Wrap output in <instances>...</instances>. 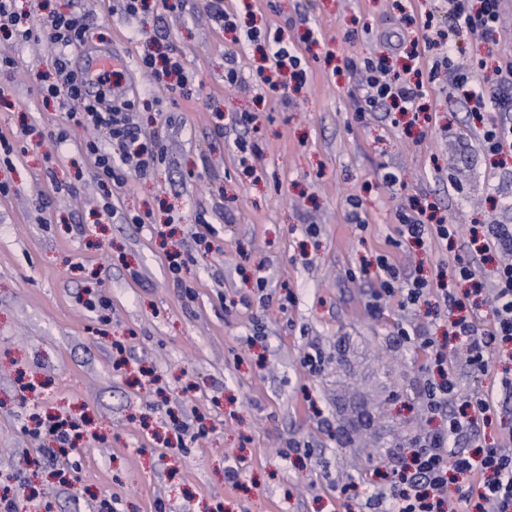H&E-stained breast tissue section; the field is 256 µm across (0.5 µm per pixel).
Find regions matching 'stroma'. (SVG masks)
Returning <instances> with one entry per match:
<instances>
[{
  "label": "stroma",
  "mask_w": 512,
  "mask_h": 512,
  "mask_svg": "<svg viewBox=\"0 0 512 512\" xmlns=\"http://www.w3.org/2000/svg\"><path fill=\"white\" fill-rule=\"evenodd\" d=\"M23 4L36 21L74 5L85 13L72 70L105 52L138 59L155 38L180 54L192 93L122 71L144 143L165 160L110 189L85 150L97 131L68 126V141L53 140L67 124L40 93V76L54 72L47 46L0 30V52L16 61L0 71V136L17 151L0 162L11 189L0 195V490L23 486L22 512H107L114 496L120 512H155L158 499L168 512H370L389 449L429 427L426 359L396 327L439 335L447 324L434 294L412 310L391 297L371 317V285L350 274L381 252L431 279L469 257L464 237L393 246L402 212L422 207L465 231L512 224V162L486 160L446 79L428 85L414 126L381 110L357 115L364 92L350 63H403L398 43L421 34L425 18L447 31L441 0H224L233 36L207 0L138 22L118 0ZM136 27L144 39L132 38ZM255 27L304 56L301 85L280 93L256 81L265 47L248 41ZM454 41L464 63L512 57V0L494 36L463 31ZM231 63L235 85L224 81ZM168 112L170 125L159 120ZM387 172L399 185L384 183ZM352 196L363 202L361 229ZM135 212L145 224L126 223ZM200 214L223 253L198 244ZM161 229L193 258L183 277L194 300L173 285ZM257 270L268 281L263 299ZM91 294L108 309L85 308ZM313 350L330 359L314 375L300 364ZM45 412L85 417L98 440L70 460L50 454L51 440L21 430ZM196 413L210 432L186 451L169 448ZM291 439L310 443L313 457H280Z\"/></svg>",
  "instance_id": "1"
}]
</instances>
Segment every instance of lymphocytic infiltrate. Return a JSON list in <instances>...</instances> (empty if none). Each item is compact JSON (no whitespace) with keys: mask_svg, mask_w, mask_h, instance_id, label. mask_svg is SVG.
Returning <instances> with one entry per match:
<instances>
[{"mask_svg":"<svg viewBox=\"0 0 512 512\" xmlns=\"http://www.w3.org/2000/svg\"><path fill=\"white\" fill-rule=\"evenodd\" d=\"M502 0H448V18L452 30L478 31L490 34L499 26ZM15 29L19 40H43L54 57L57 82L47 85L49 96L67 105V121L83 128L103 129L108 144L90 140L85 148L94 160L98 176L114 185H123L128 172L139 175L153 168L158 154L146 150L141 126L129 112L130 99L119 94L89 95L88 81L68 65L72 47L85 40L87 25L79 10L51 13L37 25H30L25 14L16 9V0H0V21ZM456 47H448L442 59L433 61L423 76L408 81L401 74L390 72L383 60L365 59V101L405 113L412 110L424 94L425 82L446 76L454 91L463 93L472 118L476 122L477 145L487 155L512 153V61L499 65L492 86H479L478 66H465L456 59ZM139 67L150 73L166 91H183L189 85L181 57L169 52H150L139 57ZM363 275L375 278L377 287L370 303L379 309L383 299L401 295L403 307L418 306L431 293L430 282L422 277L403 276L390 255L381 254L374 267H362ZM471 283L473 293L488 292L493 298V318L483 323L478 318L459 317L448 324V333L462 350L474 372L486 374L489 353L503 352L512 346V262L500 261L489 282H482L473 260H456L440 299L446 311L461 308L459 283ZM401 336L410 345L426 351L428 366L433 371L425 387L427 414L440 418L438 428L414 435L409 454L390 452V489L378 497L376 512H512V448L508 446L476 448L461 451L457 443L463 436L488 424L495 415L501 397L512 395V370L503 369L495 377L496 387L467 396H460L454 378L447 370L446 345L435 337L410 334L400 328ZM463 474L468 488L451 496L448 486L451 474Z\"/></svg>","mask_w":512,"mask_h":512,"instance_id":"obj_1","label":"lymphocytic infiltrate"}]
</instances>
